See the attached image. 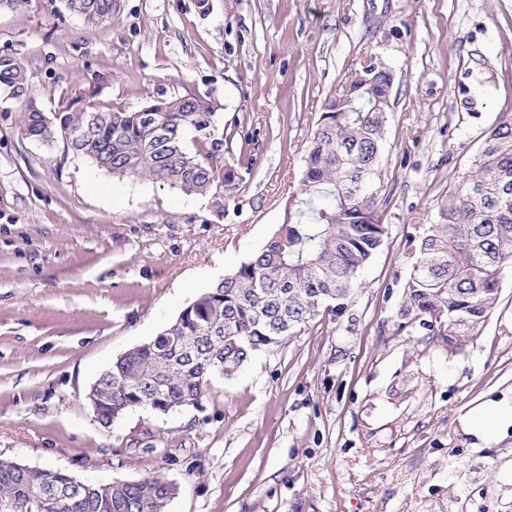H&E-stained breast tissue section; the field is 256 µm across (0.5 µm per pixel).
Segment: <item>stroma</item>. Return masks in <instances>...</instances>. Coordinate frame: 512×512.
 <instances>
[{
  "label": "stroma",
  "mask_w": 512,
  "mask_h": 512,
  "mask_svg": "<svg viewBox=\"0 0 512 512\" xmlns=\"http://www.w3.org/2000/svg\"><path fill=\"white\" fill-rule=\"evenodd\" d=\"M46 116L206 97L237 176L223 211L116 180L0 99V457L85 481L158 477L167 512H512V274L457 351L399 331L411 242L485 132L512 116V0H64L0 11ZM395 73L377 181L388 237L342 314L323 313L201 408L103 427L86 393L210 283L259 252L302 196L305 150L369 56ZM68 8L90 25H104L112 20L114 0H66Z\"/></svg>",
  "instance_id": "stroma-1"
}]
</instances>
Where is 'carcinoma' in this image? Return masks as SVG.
I'll use <instances>...</instances> for the list:
<instances>
[{
  "label": "carcinoma",
  "instance_id": "carcinoma-1",
  "mask_svg": "<svg viewBox=\"0 0 512 512\" xmlns=\"http://www.w3.org/2000/svg\"><path fill=\"white\" fill-rule=\"evenodd\" d=\"M90 25L112 20L114 0H66ZM392 68L374 59L330 100L306 149V197L288 206L263 249L211 284L159 341L112 360L90 390L104 427L130 410L157 415L202 403L212 378L234 376L330 310L338 315L361 270L387 238L374 176L380 163ZM31 99L21 61L0 54V97ZM24 137L70 148L119 179H151L208 195L224 212V121L207 99L156 98L135 112L67 110L22 115ZM399 329L416 325L461 348L484 328L512 270V120L485 134L470 169L454 179L412 255ZM177 488L157 477L78 481L61 469L0 458V512H166Z\"/></svg>",
  "mask_w": 512,
  "mask_h": 512
}]
</instances>
